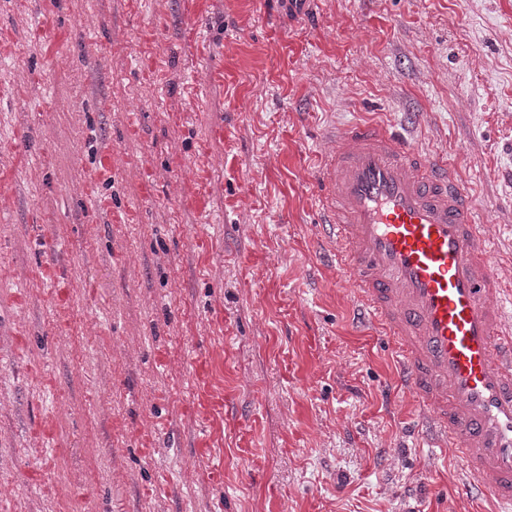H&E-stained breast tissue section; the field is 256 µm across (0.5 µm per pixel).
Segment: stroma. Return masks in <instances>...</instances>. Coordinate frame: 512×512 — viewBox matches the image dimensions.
<instances>
[{
  "label": "stroma",
  "instance_id": "stroma-1",
  "mask_svg": "<svg viewBox=\"0 0 512 512\" xmlns=\"http://www.w3.org/2000/svg\"><path fill=\"white\" fill-rule=\"evenodd\" d=\"M356 121L512 290V0H0V512H492L324 244Z\"/></svg>",
  "mask_w": 512,
  "mask_h": 512
}]
</instances>
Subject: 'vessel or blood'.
Returning <instances> with one entry per match:
<instances>
[{"label": "vessel or blood", "mask_w": 512, "mask_h": 512, "mask_svg": "<svg viewBox=\"0 0 512 512\" xmlns=\"http://www.w3.org/2000/svg\"><path fill=\"white\" fill-rule=\"evenodd\" d=\"M317 193L362 317L391 337L427 412L428 444L454 449L468 490L512 512V296L470 195L447 163L368 123L337 135Z\"/></svg>", "instance_id": "obj_1"}]
</instances>
